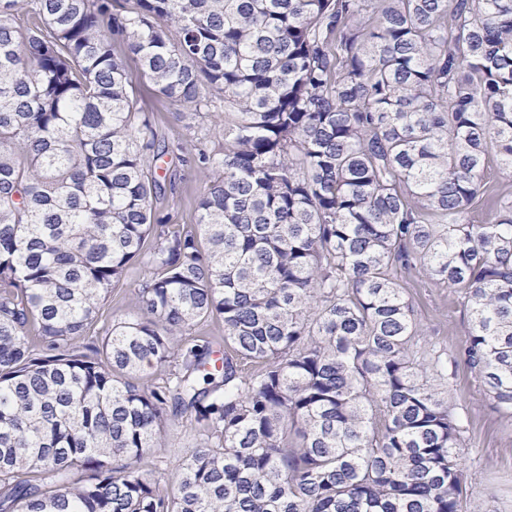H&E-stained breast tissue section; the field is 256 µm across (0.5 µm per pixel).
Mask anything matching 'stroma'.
<instances>
[{"mask_svg": "<svg viewBox=\"0 0 512 512\" xmlns=\"http://www.w3.org/2000/svg\"><path fill=\"white\" fill-rule=\"evenodd\" d=\"M140 100L168 150L162 167L172 188L159 206L174 228L192 229L200 196L219 176L218 171L200 165L198 154L203 150L223 153L224 136L215 130L212 115L223 111L224 104L214 101L211 114L191 119L177 114L145 79L140 82ZM147 278L142 264L132 266L107 297L100 330L137 312L139 290ZM399 283L419 326L415 351L423 357L436 350L448 362V402L461 422L464 510L512 512V414L496 406L479 376L460 357L470 327L464 295L422 271L401 274Z\"/></svg>", "mask_w": 512, "mask_h": 512, "instance_id": "obj_1", "label": "stroma"}]
</instances>
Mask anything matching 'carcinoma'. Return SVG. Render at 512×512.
<instances>
[{
  "instance_id": "cac0c4a2",
  "label": "carcinoma",
  "mask_w": 512,
  "mask_h": 512,
  "mask_svg": "<svg viewBox=\"0 0 512 512\" xmlns=\"http://www.w3.org/2000/svg\"><path fill=\"white\" fill-rule=\"evenodd\" d=\"M141 78L224 101L192 231ZM492 156L512 173V0H0V512H463L397 275L463 291L512 414V201L469 217ZM134 262L142 314L101 333ZM213 316L219 366L175 343ZM183 417L169 484L141 461ZM200 438L201 435L197 428L190 425L185 419H179L168 428L165 435L166 448H162L160 456H166L173 462L193 448Z\"/></svg>"
}]
</instances>
